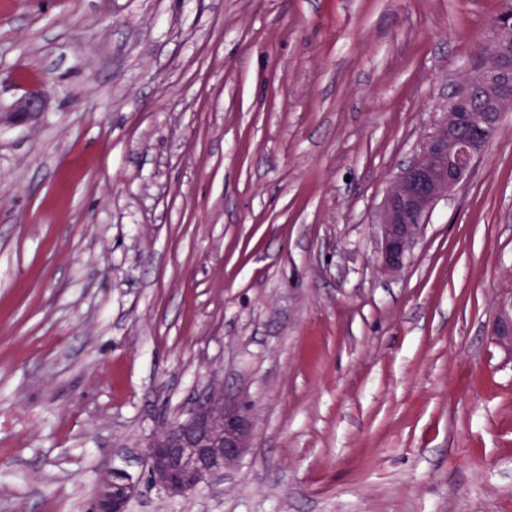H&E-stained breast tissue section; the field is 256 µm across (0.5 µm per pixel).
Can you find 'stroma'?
Instances as JSON below:
<instances>
[{
	"label": "stroma",
	"mask_w": 512,
	"mask_h": 512,
	"mask_svg": "<svg viewBox=\"0 0 512 512\" xmlns=\"http://www.w3.org/2000/svg\"><path fill=\"white\" fill-rule=\"evenodd\" d=\"M503 0H0V512H512V110L402 270L375 222ZM223 386L253 446L141 454ZM52 90L45 80L26 84L21 87V94L8 111V119L25 122L37 119L46 111ZM492 335L512 356V298L499 302L492 323ZM152 435L143 461L152 484L168 497H184L235 467L252 447L249 414L210 387L190 417ZM110 483H112V489L104 485L97 488L92 500L91 512H127L129 503L137 493L136 485L131 478Z\"/></svg>",
	"instance_id": "obj_1"
}]
</instances>
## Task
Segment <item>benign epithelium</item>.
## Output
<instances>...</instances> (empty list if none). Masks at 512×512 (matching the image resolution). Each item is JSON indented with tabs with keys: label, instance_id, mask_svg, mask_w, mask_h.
<instances>
[{
	"label": "benign epithelium",
	"instance_id": "benign-epithelium-1",
	"mask_svg": "<svg viewBox=\"0 0 512 512\" xmlns=\"http://www.w3.org/2000/svg\"><path fill=\"white\" fill-rule=\"evenodd\" d=\"M493 53L476 57L466 65L469 81L448 93V110L461 108L475 91L493 103L494 111L478 120L495 126L502 112L512 108V98L499 94V79L512 76V18L503 16L490 25ZM52 90L46 81L26 84L12 104L8 119L25 122L46 111ZM484 151V144L465 139L439 123L424 141L416 158L391 184L377 216L379 269L398 273L416 243L423 225L439 200L448 196L468 176ZM496 342L512 354V298L498 304L492 323ZM253 424L249 414L211 387L199 397L190 417L173 421L152 435L143 461L152 484L168 497H184L201 485L235 467L252 447ZM137 493L125 478L112 488H97L90 512H127Z\"/></svg>",
	"mask_w": 512,
	"mask_h": 512
}]
</instances>
